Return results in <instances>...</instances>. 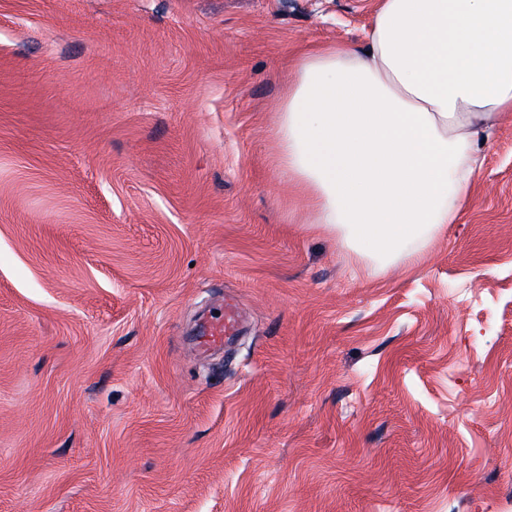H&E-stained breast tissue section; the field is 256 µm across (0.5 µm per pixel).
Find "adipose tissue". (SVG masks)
Masks as SVG:
<instances>
[{"instance_id":"obj_1","label":"adipose tissue","mask_w":512,"mask_h":512,"mask_svg":"<svg viewBox=\"0 0 512 512\" xmlns=\"http://www.w3.org/2000/svg\"><path fill=\"white\" fill-rule=\"evenodd\" d=\"M276 122L314 221L380 271L456 223L512 112V0H382L363 45L305 48Z\"/></svg>"}]
</instances>
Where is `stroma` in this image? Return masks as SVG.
<instances>
[{"label": "stroma", "mask_w": 512, "mask_h": 512, "mask_svg": "<svg viewBox=\"0 0 512 512\" xmlns=\"http://www.w3.org/2000/svg\"><path fill=\"white\" fill-rule=\"evenodd\" d=\"M380 4L0 0V512H512V113L412 267L279 158L297 52ZM238 313L234 304L225 302L220 316L208 320L196 336L199 351L207 352L217 345L226 343L237 335Z\"/></svg>", "instance_id": "obj_1"}]
</instances>
